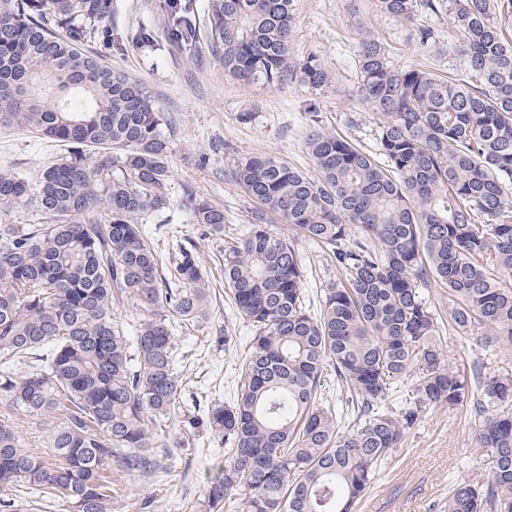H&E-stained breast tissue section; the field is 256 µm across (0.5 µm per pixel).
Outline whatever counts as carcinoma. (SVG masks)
I'll return each mask as SVG.
<instances>
[{"label": "carcinoma", "mask_w": 512, "mask_h": 512, "mask_svg": "<svg viewBox=\"0 0 512 512\" xmlns=\"http://www.w3.org/2000/svg\"><path fill=\"white\" fill-rule=\"evenodd\" d=\"M174 41L190 45L186 5L162 0ZM422 45L424 20L448 21L470 76L405 66L369 33L356 39L357 91L380 116L383 164L338 133L313 128L317 177L264 154L231 176L257 203L224 249V283L252 328L240 389L182 420L178 445L207 433L227 446L200 507L220 512H353L377 467L434 408L456 409L480 379L477 460L488 473L457 482L448 512H512V372L446 363L439 336L480 330L512 343V0H378ZM111 0H0V123L65 143L34 183L0 173V207L46 224H0V492L25 491L71 512H112L111 462L132 475L159 466L157 421L182 404L168 308L186 325L208 316L195 246L167 265L142 224L168 209L172 127L146 87L84 48ZM296 0H209V42L242 84L333 83L315 54L292 53ZM97 153L89 160L87 151ZM192 223L224 232V210L186 189ZM279 220L326 248L344 273L320 312L305 305V271ZM448 295V320L431 305ZM145 312L130 330L114 306ZM333 368L353 424L323 402ZM413 399L386 404L397 383ZM59 411L51 457L29 448L16 416Z\"/></svg>", "instance_id": "cac0c4a2"}]
</instances>
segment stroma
<instances>
[{
    "mask_svg": "<svg viewBox=\"0 0 512 512\" xmlns=\"http://www.w3.org/2000/svg\"><path fill=\"white\" fill-rule=\"evenodd\" d=\"M188 7L197 28L193 46L170 45L159 0H112L105 24L119 43L112 47L98 39L92 46L108 65L151 91L173 128L170 205L162 218L147 217L145 231L165 260L172 258L177 244L195 241L212 283L208 318L174 329L184 406L204 410L232 396L252 336L224 288V246L244 231L253 207L229 175L237 157L272 155L312 172L305 140L315 123L376 151L379 117L356 89L353 41L359 30L395 46L405 65L445 75L459 73L460 62L446 20L435 21V42L421 47L410 38L407 26L380 11L377 0H297L293 54H317L334 72L335 82L319 90L295 81L277 87L243 85L225 75L211 50L205 27L207 0H189ZM143 29L152 34L155 49L139 44ZM311 102L316 112L308 111ZM243 112L251 113V120H240ZM65 155L60 142L0 125V172L34 181ZM189 187L223 207V234L201 235L191 223L185 207ZM297 247L307 272L306 297L318 303L323 289L342 280V272L320 244L301 239ZM441 343L450 363L465 367L480 361L492 371L512 369V346L490 353L479 334L451 329L444 330ZM477 425L467 406L429 411L381 462L357 512H442L453 485L473 473ZM180 427L176 413L158 431L161 467L156 473L138 477L109 468L112 512H196L208 480L224 466V445L204 436L195 447H176Z\"/></svg>",
    "mask_w": 512,
    "mask_h": 512,
    "instance_id": "stroma-1",
    "label": "stroma"
}]
</instances>
